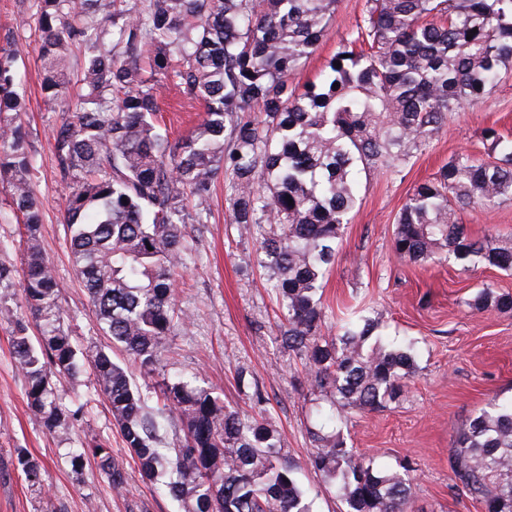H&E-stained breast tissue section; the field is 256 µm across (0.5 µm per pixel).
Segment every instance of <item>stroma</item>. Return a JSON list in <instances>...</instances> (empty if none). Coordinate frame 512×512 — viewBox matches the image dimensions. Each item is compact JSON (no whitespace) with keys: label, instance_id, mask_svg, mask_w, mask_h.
<instances>
[{"label":"stroma","instance_id":"1","mask_svg":"<svg viewBox=\"0 0 512 512\" xmlns=\"http://www.w3.org/2000/svg\"><path fill=\"white\" fill-rule=\"evenodd\" d=\"M365 0H338L327 37L320 42L293 82L318 80L337 43L348 38L363 17ZM32 0H0V46L20 51L22 88L28 110L21 116L35 158L32 184L44 203L42 246L62 288L59 305L64 324L83 351L107 347L68 258L62 222L66 189L52 151L51 128L59 116L42 111L38 44L33 31L19 29L15 18ZM497 126L512 133V70L503 72L483 104L449 115L426 147L395 168L361 176L358 202L339 243L335 266L323 291L326 332H336L349 313L360 310L379 323L377 336L412 343L418 371L399 405L351 415L342 432L347 444L397 467L416 463L412 512H481L477 502L455 489L448 467L458 426L491 397L512 399V313L471 308L477 290L491 285L512 294V274L480 267L469 272L448 264L419 266L400 261L392 250L399 211L414 187L431 179L452 156L487 158L483 131ZM461 220L471 234L488 232L512 239V201L488 212L467 209ZM191 254L175 282L178 305L191 315L188 326L169 340L168 368L209 380L231 407L265 411L281 433L285 454L301 462V479L314 497V512H339L331 486L307 467V428L315 419L299 359L277 336L281 312L268 271L256 253L255 237L242 234L229 220L224 182H217L212 217L202 227L187 225ZM25 230L0 187V265L20 271ZM26 313L18 280L0 283V512H180L177 502L141 480L126 453L118 426L90 367L78 380L56 383L63 403L81 408L66 435L48 433L30 413L25 383L11 353L13 321ZM263 401L255 403L253 391ZM93 439L107 441L126 472V490L115 495L93 460L73 471L67 449ZM42 461L41 490L28 488L17 467L18 450Z\"/></svg>","mask_w":512,"mask_h":512}]
</instances>
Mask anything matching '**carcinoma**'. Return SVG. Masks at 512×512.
<instances>
[{
  "label": "carcinoma",
  "mask_w": 512,
  "mask_h": 512,
  "mask_svg": "<svg viewBox=\"0 0 512 512\" xmlns=\"http://www.w3.org/2000/svg\"><path fill=\"white\" fill-rule=\"evenodd\" d=\"M33 2L17 25L40 43L44 111L61 113L51 138L67 189L69 257L112 344L84 360L141 479L183 512H314L270 418L243 415L183 375L138 386L112 358L114 349L126 353L147 376L166 367L169 336L188 321L174 292L188 256L185 225L208 223L222 176L232 223L258 232L283 313L281 342L316 396L308 465L333 486L341 512H410L413 463L377 465L347 445L340 424L399 405L415 358L372 340L377 323L360 312L325 335L321 289L360 172L409 158L448 113L482 103L512 68V0H366L362 23L302 91L291 79L326 36L337 0H142L136 11L126 0ZM18 58L17 47H0V180L26 230L20 287L30 315L14 321L12 353L29 410L48 432L65 434L82 407L59 402L55 379L76 375L84 360L41 247ZM162 88L202 107L180 137L158 118ZM255 106L260 122L243 116ZM484 135L495 160L461 153L413 189L393 232L398 259L512 272V242L474 238L457 217L512 200V139L492 127ZM471 307L509 313L512 295L486 285ZM68 458L76 471L93 459L112 490H124L123 465L106 442L71 448ZM17 463L28 487L42 488L41 462L20 452ZM448 465L481 512H512V401L492 399L461 423Z\"/></svg>",
  "instance_id": "obj_1"
}]
</instances>
